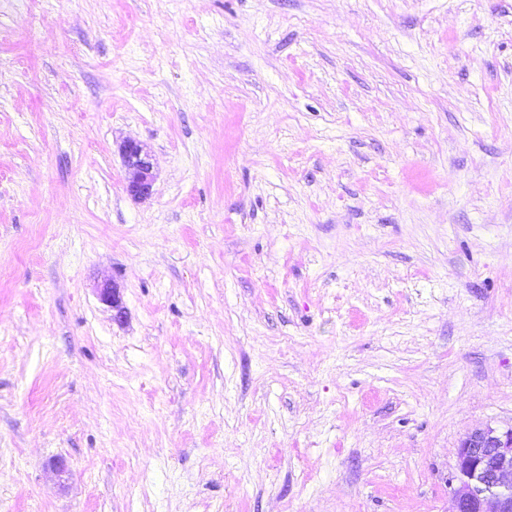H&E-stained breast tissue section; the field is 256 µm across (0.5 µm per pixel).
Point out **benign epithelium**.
<instances>
[{"label": "benign epithelium", "instance_id": "7a95c632", "mask_svg": "<svg viewBox=\"0 0 512 512\" xmlns=\"http://www.w3.org/2000/svg\"><path fill=\"white\" fill-rule=\"evenodd\" d=\"M119 150L128 170L126 193L135 200L147 199L155 179L150 149L129 139ZM99 300L118 312L122 309L111 283L99 288ZM449 485L455 512H512V427L486 426L463 437Z\"/></svg>", "mask_w": 512, "mask_h": 512}]
</instances>
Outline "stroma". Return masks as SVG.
Instances as JSON below:
<instances>
[{
  "label": "stroma",
  "instance_id": "obj_1",
  "mask_svg": "<svg viewBox=\"0 0 512 512\" xmlns=\"http://www.w3.org/2000/svg\"><path fill=\"white\" fill-rule=\"evenodd\" d=\"M485 425L512 0H0V512H452ZM119 150L128 170L126 193L135 200L147 199L153 192L155 179L150 149L141 141L129 139L120 145Z\"/></svg>",
  "mask_w": 512,
  "mask_h": 512
}]
</instances>
